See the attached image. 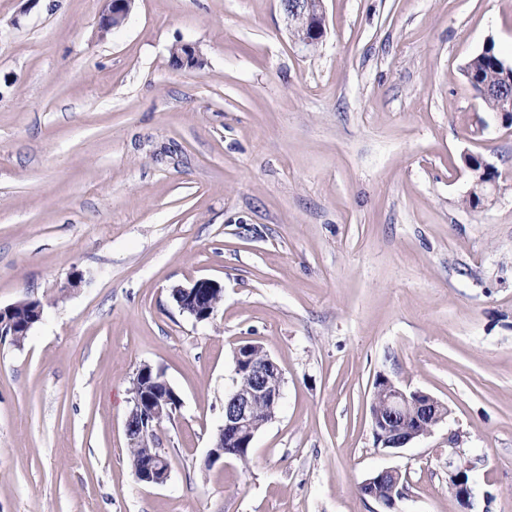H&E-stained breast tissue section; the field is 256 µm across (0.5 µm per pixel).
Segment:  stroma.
Returning a JSON list of instances; mask_svg holds the SVG:
<instances>
[{"label": "stroma", "instance_id": "1", "mask_svg": "<svg viewBox=\"0 0 512 512\" xmlns=\"http://www.w3.org/2000/svg\"><path fill=\"white\" fill-rule=\"evenodd\" d=\"M103 5L0 0V306H44L0 342V512H375L383 468L396 512H512V125L464 76L489 44L512 65V0H323L311 50L280 0H135L102 38ZM470 155L498 174L476 208ZM200 278L204 322L171 297ZM246 342L281 406L248 464L209 465ZM145 364L182 400L160 486L126 452ZM381 375L448 419L377 448ZM170 63L175 69L193 71H200L206 65L199 48L186 42H178L170 48ZM224 290V288L217 282L202 278L193 281L189 286H176L174 287L175 294L180 295L183 300H179L177 306L184 313L194 320L201 322L212 318L217 307L223 298L224 292H220L218 296L212 297L215 291ZM215 299V300H214ZM195 317V318H194ZM448 444V486L460 504L468 507L472 498V485L466 474L470 466L462 461V452L456 443L451 440ZM401 475L391 468L379 470L365 479L361 486L371 495L382 510L376 512H394L397 499L401 496Z\"/></svg>", "mask_w": 512, "mask_h": 512}]
</instances>
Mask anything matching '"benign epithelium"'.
I'll return each instance as SVG.
<instances>
[{
	"instance_id": "benign-epithelium-1",
	"label": "benign epithelium",
	"mask_w": 512,
	"mask_h": 512,
	"mask_svg": "<svg viewBox=\"0 0 512 512\" xmlns=\"http://www.w3.org/2000/svg\"><path fill=\"white\" fill-rule=\"evenodd\" d=\"M134 0H106L97 23V32L104 37L112 29L121 26L129 16ZM288 22L301 20L308 30L300 46L309 49L324 35L322 0H281ZM170 63L175 69L200 71L206 61L199 48L186 42H179L170 48ZM498 69L503 71L502 83L489 88L478 85L480 97L495 91L502 99L504 109L497 113L501 122L512 125V66L498 61ZM482 170L493 175L491 179L478 182L471 188L480 200L485 201L496 188L495 168L481 162ZM222 286L210 279L202 278L190 285L176 286L174 291L182 297L178 301L181 311L189 312L196 321L212 318L216 311L213 293ZM253 345L244 344L235 351V373L245 379V384L235 386L224 399V423L218 431L216 441L231 439L240 448H250L259 431L273 419L279 410L284 377L277 362L267 353L257 356L252 353ZM153 367L144 364L140 367L144 377L150 382L131 397V409L127 415L124 434L126 440L144 446L156 437L161 424L173 417L181 406V400L173 387L158 373L151 380ZM371 401L370 419L376 441L384 449L404 448L414 439L431 434L433 428L445 421L449 415L448 406L433 395L420 391H410L395 381L378 378ZM266 407L265 414H257V406ZM470 466L462 460V452L456 445L448 447V486L456 499L464 507L470 505L472 485L466 478ZM170 474V463L158 453L150 458L138 473V482L146 485H163ZM401 475L391 468L379 470L362 482V487L381 507L380 512H394L397 499L401 496Z\"/></svg>"
}]
</instances>
